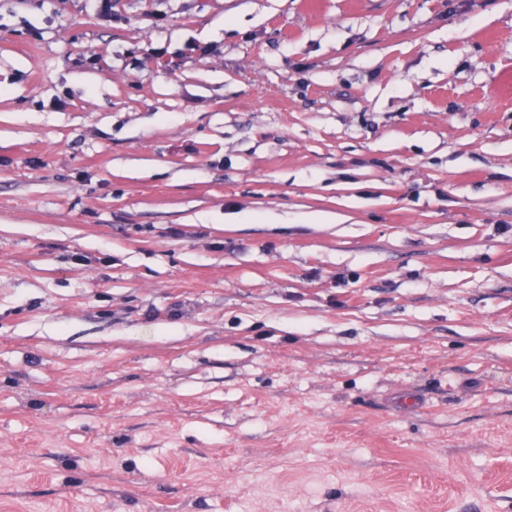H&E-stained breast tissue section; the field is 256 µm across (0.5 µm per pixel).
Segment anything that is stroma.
I'll use <instances>...</instances> for the list:
<instances>
[{
  "label": "stroma",
  "instance_id": "1",
  "mask_svg": "<svg viewBox=\"0 0 512 512\" xmlns=\"http://www.w3.org/2000/svg\"><path fill=\"white\" fill-rule=\"evenodd\" d=\"M505 76L512 0H0V512H512Z\"/></svg>",
  "mask_w": 512,
  "mask_h": 512
}]
</instances>
